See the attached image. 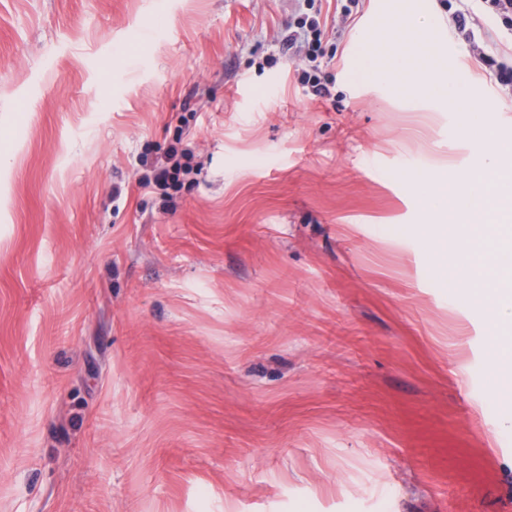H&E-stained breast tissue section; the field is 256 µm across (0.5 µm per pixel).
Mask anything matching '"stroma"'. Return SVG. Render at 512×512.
Here are the masks:
<instances>
[{
	"instance_id": "stroma-1",
	"label": "stroma",
	"mask_w": 512,
	"mask_h": 512,
	"mask_svg": "<svg viewBox=\"0 0 512 512\" xmlns=\"http://www.w3.org/2000/svg\"><path fill=\"white\" fill-rule=\"evenodd\" d=\"M296 7L0 0V512H512L485 315L410 232L512 138V31L436 6L439 112L352 84L351 22L315 100L267 61ZM458 4L459 8L455 9L451 13V18L458 33L463 35L468 41H474V26H478V20L473 11L470 10L468 5L461 2H473V1H462ZM474 15V16H473ZM180 147H172L163 162L141 161L146 172L141 175L138 185L142 189H159L168 194V189H176L181 184V177L190 175L194 166V152L188 145L177 142Z\"/></svg>"
}]
</instances>
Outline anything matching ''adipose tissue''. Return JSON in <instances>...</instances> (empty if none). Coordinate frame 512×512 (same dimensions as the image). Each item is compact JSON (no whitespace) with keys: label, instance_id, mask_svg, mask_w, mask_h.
I'll return each mask as SVG.
<instances>
[{"label":"adipose tissue","instance_id":"ef3b65f1","mask_svg":"<svg viewBox=\"0 0 512 512\" xmlns=\"http://www.w3.org/2000/svg\"><path fill=\"white\" fill-rule=\"evenodd\" d=\"M403 23L394 26L390 0H376L373 21L354 38L361 46L352 82L373 81L383 87L403 83L440 107L459 99L464 89L448 79V42L442 32H429L433 0H404Z\"/></svg>","mask_w":512,"mask_h":512}]
</instances>
